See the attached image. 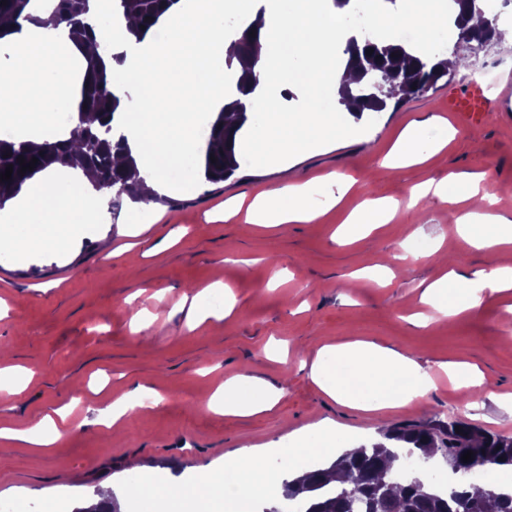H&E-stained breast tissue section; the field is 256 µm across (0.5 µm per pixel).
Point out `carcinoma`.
Listing matches in <instances>:
<instances>
[{
  "mask_svg": "<svg viewBox=\"0 0 512 512\" xmlns=\"http://www.w3.org/2000/svg\"><path fill=\"white\" fill-rule=\"evenodd\" d=\"M178 0H119L125 14L137 22V38L155 28ZM30 0H6L0 5V19H31L25 13ZM456 13L452 19L456 42L453 54L462 48L478 50L499 42L496 20L489 17L476 0H454ZM90 0H57L56 22L65 25L74 46L82 48L95 37L87 21ZM483 17L479 26L470 25L473 15ZM265 19L258 12L224 60L228 69H241L237 85L243 94L251 92L259 56L254 44L260 38ZM373 53L368 55L366 50ZM348 66L357 72V87L340 90L342 100L354 105L352 114L361 118L365 112H381L393 99L399 105L436 88L439 81L452 76L448 59L412 54L402 44H386L365 38L349 43ZM112 72L104 57L88 58L80 85L77 108L79 120L65 140L40 144L0 138V174L13 166L11 178L0 181V207L18 194L27 181L48 169L81 167L96 173L97 186L112 194V211L123 201L142 199L134 159L127 154L125 138L112 135V124L120 108V100L109 90ZM384 85L378 90L375 82ZM247 120L245 106L235 99L213 123L207 139L203 173L205 181L222 183L241 167L236 146L239 132ZM29 164L38 159L31 171L20 172V159ZM472 451V460L462 456ZM406 455L428 462L441 457L448 472L462 477L475 469L512 468V436L483 430L462 417H440L429 422L406 423L381 432V440L362 445L353 452L337 456L328 465L305 470L303 477L282 482L279 504L262 507L260 512H286L283 504L296 500L304 512H512V492L491 486L476 485L464 479L444 493L435 490L432 472L400 481L395 477L394 462Z\"/></svg>",
  "mask_w": 512,
  "mask_h": 512,
  "instance_id": "cac0c4a2",
  "label": "carcinoma"
}]
</instances>
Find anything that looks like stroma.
I'll return each mask as SVG.
<instances>
[{
	"instance_id": "35a3bbf8",
	"label": "stroma",
	"mask_w": 512,
	"mask_h": 512,
	"mask_svg": "<svg viewBox=\"0 0 512 512\" xmlns=\"http://www.w3.org/2000/svg\"><path fill=\"white\" fill-rule=\"evenodd\" d=\"M511 74L512 45L501 42L471 55L451 85L488 76L499 84ZM448 87L366 113L360 134L300 152L282 167L249 158L230 180L212 185L200 166L186 165L170 203L155 204L147 220L127 202L94 230L77 228L66 247L1 256L0 427L22 429L61 408L68 418L66 432L47 448L0 438V500L24 498L36 512L61 503L73 512L108 485L122 512H152L153 500L134 497L129 476L187 486L225 455L254 448L278 485L298 470V442L371 439L377 417L388 427L424 420L414 407L373 414L337 401L301 369L299 343L313 356L325 344L368 340L416 354L431 374L444 362L475 364L484 388L434 385L435 413H460L512 435V410L485 396L490 388L512 398V291L484 292L454 322L437 318L420 327L412 321L424 309L419 285L445 268L437 258L397 257L414 225L423 240L459 253L464 276L512 261V244L477 250L457 236V205L411 199L413 185L451 174L483 172L490 192L512 189V99L482 124L454 123ZM413 121L426 125L425 161L384 167ZM334 174L356 184L317 223L245 230L240 199L308 182L321 200ZM369 197L397 203L394 220L365 239L341 240L338 227ZM217 280L233 289V312L192 325L181 308L184 287ZM235 376L262 379L286 395L250 417L212 410L210 395ZM150 392L161 395L158 405L131 412L115 430L99 423V407Z\"/></svg>"
}]
</instances>
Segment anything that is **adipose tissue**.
I'll list each match as a JSON object with an SVG mask.
<instances>
[{
	"label": "adipose tissue",
	"mask_w": 512,
	"mask_h": 512,
	"mask_svg": "<svg viewBox=\"0 0 512 512\" xmlns=\"http://www.w3.org/2000/svg\"><path fill=\"white\" fill-rule=\"evenodd\" d=\"M103 2H90L88 20L96 39L82 52L72 45L68 29L55 23L53 0H31L29 20L1 23L10 30V39L18 43L21 55L17 66L0 70V101H11L10 123L25 130L30 141L39 143L53 138L57 134L54 104L71 96L70 75L84 72L85 54L98 53L105 45L122 54L119 69L132 75L136 83L129 86L115 80L110 90L121 101L117 132L125 137L143 181L145 200L138 205L142 213L150 211L149 198L174 190L160 168L152 164L153 155L164 153L172 163L186 156L203 161L205 146L196 135V113H220L225 103L244 99L248 113L263 116L244 149L263 163L287 164L291 154L335 138L336 119L326 110L324 97L352 79L344 53L352 33L346 25L347 9L336 7L334 0H320L316 9L310 0H291L287 8L280 0L267 4L255 69L257 85L243 97L237 93L236 73L224 69L235 38L214 19L229 10L237 16L239 28H246L254 19L256 0H178L166 15L169 38L165 41L137 39L133 20L117 6L105 11ZM368 14L380 39L388 43L396 40L395 19L421 21L427 32L448 23L443 0H402L395 16L373 2ZM279 55L304 58L300 71L304 101L301 108L288 112L281 111L275 100L276 92L286 87L273 63ZM18 99L24 100V107H15ZM174 103L179 106V115L171 121L167 112ZM484 180L481 173L459 176L446 183L430 179L414 186L413 199L418 202L436 198L465 204V212L456 219L457 231L475 247L510 244L512 221L485 212L491 196ZM107 198V191L97 188L92 172H40L0 209L7 224L6 230L0 232V248L24 255L50 245L65 246L76 226L103 216ZM396 211V206L385 200H363L349 216L346 233L353 240L365 237L367 227L389 223ZM319 215L305 183L262 192L248 207L249 223L271 229L288 223L310 224ZM510 289V263L487 272L477 271L470 279L452 272L427 286L423 300L429 310L419 319L425 322L433 315L454 316L476 307L484 291ZM351 374L359 376L368 388L366 398L356 397L347 389L345 378ZM310 376L333 398L360 405L367 412L427 406L433 388L431 377L415 357L370 341L324 346L320 358L310 365ZM242 386L238 377L226 381L223 392L211 397L210 407L248 417L272 409L284 396L283 390L259 382L253 397L243 399L239 396ZM266 469L255 450L242 448L226 457L223 470L207 475L197 489L221 494L231 475L235 490L246 496L262 485Z\"/></svg>",
	"instance_id": "ef3b65f1"
}]
</instances>
